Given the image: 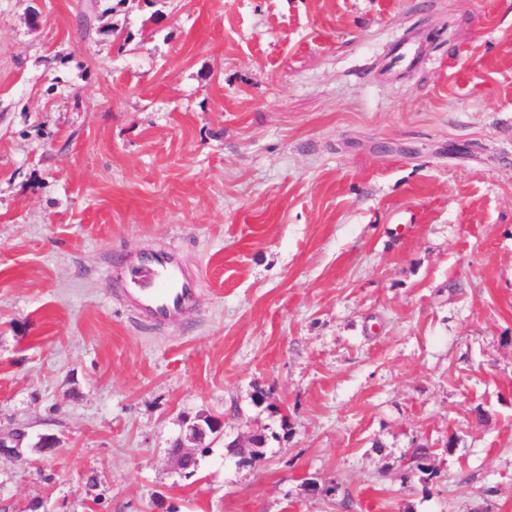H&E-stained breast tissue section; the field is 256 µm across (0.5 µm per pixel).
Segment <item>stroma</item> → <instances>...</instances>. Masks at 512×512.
Wrapping results in <instances>:
<instances>
[{"label":"stroma","instance_id":"1","mask_svg":"<svg viewBox=\"0 0 512 512\" xmlns=\"http://www.w3.org/2000/svg\"><path fill=\"white\" fill-rule=\"evenodd\" d=\"M163 251L156 332L112 260ZM14 432L0 512H512V0H0ZM120 277L132 285L135 305L155 324L168 321L180 310L196 303L193 277L176 269L164 255H155L138 267L121 271ZM207 434V428L200 423H193L189 425L183 435H181L178 439L181 442V448L177 453H169L171 459L174 462L176 470L183 475V473L195 466V463L198 464V451L202 448L197 445L201 443V441L205 438ZM187 443L194 444L195 446H188ZM432 454L433 453L430 448H412V451L403 458L408 463L402 468L397 467L394 469L396 470L395 473L399 474V478L402 483L410 480L411 476L416 475L417 473L422 474V476H420V480H424V482H428L433 476H435L437 474V469H435L430 463Z\"/></svg>","mask_w":512,"mask_h":512}]
</instances>
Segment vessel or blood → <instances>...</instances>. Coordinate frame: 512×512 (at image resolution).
<instances>
[{
  "mask_svg": "<svg viewBox=\"0 0 512 512\" xmlns=\"http://www.w3.org/2000/svg\"><path fill=\"white\" fill-rule=\"evenodd\" d=\"M132 285L135 305L151 321L162 324L196 303L193 278L173 267L166 256L156 255L123 272Z\"/></svg>",
  "mask_w": 512,
  "mask_h": 512,
  "instance_id": "b4317fda",
  "label": "vessel or blood"
}]
</instances>
